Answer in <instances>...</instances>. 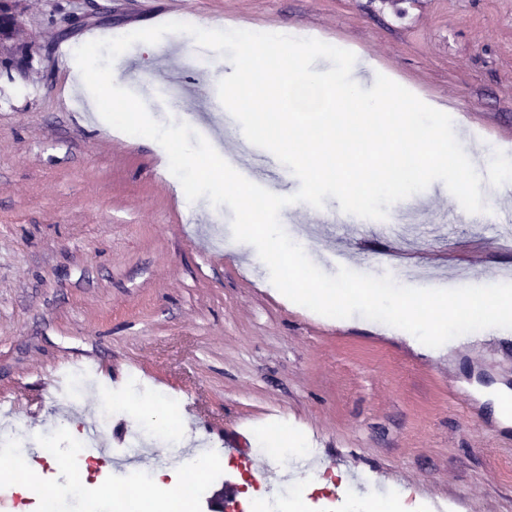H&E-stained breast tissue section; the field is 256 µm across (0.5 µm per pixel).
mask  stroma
<instances>
[{
  "instance_id": "35a3bbf8",
  "label": "stroma",
  "mask_w": 512,
  "mask_h": 512,
  "mask_svg": "<svg viewBox=\"0 0 512 512\" xmlns=\"http://www.w3.org/2000/svg\"><path fill=\"white\" fill-rule=\"evenodd\" d=\"M168 11L200 28L340 43L448 111L471 140L512 151V0H25L33 66L22 78L0 64V393L18 399L8 421L39 493L68 473L100 405L119 395L141 404L143 393L126 390L137 375L146 391L177 395L183 425L133 460L117 432L153 420L111 412L92 462L109 487L149 469L174 487L187 450L214 448L223 472L206 490L231 486L227 512H246L249 478L266 467L254 450L274 428L279 447L316 454L291 457L281 478L266 467L261 493L331 484L339 497L383 505L398 490L447 512H512V425L495 417L497 390L512 389V334L477 331L457 349L429 348L381 322L285 301L259 256L239 249L228 206L188 202L157 142L114 135L97 108L76 106L74 50L153 27ZM72 12L88 23L62 29ZM113 67L155 120L204 131L272 193L298 191L279 160L257 170L265 149L242 152L241 127L218 96L224 57L170 33L134 44ZM170 71L188 89L176 109ZM482 201L480 219L459 222V202L436 181L391 205L386 224L318 223L320 212L339 211L332 197L320 209L288 205L280 222L330 275L341 266L367 274L384 257L404 286L512 283L502 206L488 192ZM59 360L103 375L68 396L51 372ZM237 433L242 443L226 453ZM42 439L60 451L43 456Z\"/></svg>"
}]
</instances>
